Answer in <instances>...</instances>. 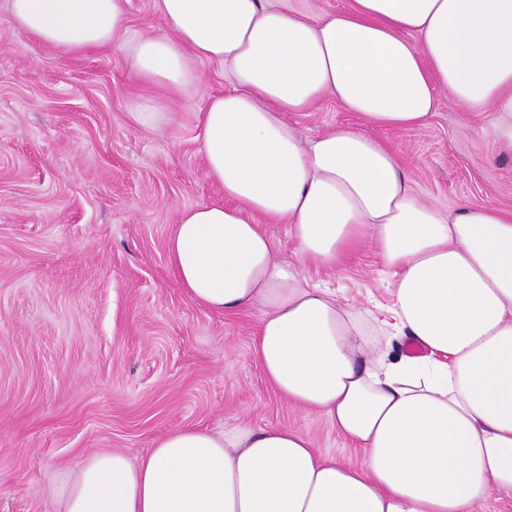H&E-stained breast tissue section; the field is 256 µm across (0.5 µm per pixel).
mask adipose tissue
Segmentation results:
<instances>
[{"label":"adipose tissue","instance_id":"ef3b65f1","mask_svg":"<svg viewBox=\"0 0 512 512\" xmlns=\"http://www.w3.org/2000/svg\"><path fill=\"white\" fill-rule=\"evenodd\" d=\"M129 0H6L13 24L71 52L128 49L131 76L179 90L191 60L235 85L203 113L224 202L180 212L168 241L204 307L260 315L256 361L276 391L362 452L323 455L282 426L169 433L138 462L95 454L54 492L63 512H482L512 495V212L422 202L395 151L351 126L301 140L286 118L324 96L363 120L419 128L437 88L492 106L512 148V0H351L316 18L270 0H153L166 32L129 37ZM284 224L283 262L258 221ZM372 243L396 342L312 283Z\"/></svg>","mask_w":512,"mask_h":512}]
</instances>
